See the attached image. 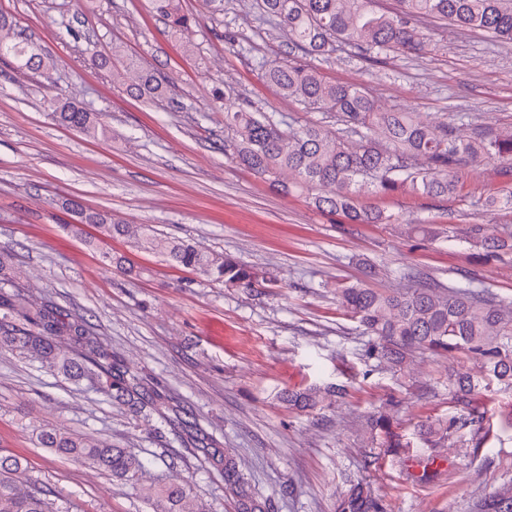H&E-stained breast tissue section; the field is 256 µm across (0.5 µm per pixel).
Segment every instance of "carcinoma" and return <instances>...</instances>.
<instances>
[{"label": "carcinoma", "instance_id": "obj_1", "mask_svg": "<svg viewBox=\"0 0 512 512\" xmlns=\"http://www.w3.org/2000/svg\"><path fill=\"white\" fill-rule=\"evenodd\" d=\"M163 17L169 32L181 35L194 19L184 13L180 0H149ZM398 8L384 11L378 0H256L257 8L275 18L288 36V53L278 60H262L263 80L279 94L307 108L327 112L337 128L314 123L280 128L274 112L224 107V150L256 175L312 200L322 211L344 216L352 224H388L393 215L367 209L359 199L366 193L387 197L410 194L451 197L461 170L471 158L480 157L498 166V173L512 179V125L484 131L470 139L462 128L474 124L469 112L427 123L415 112L379 109L363 88L323 81L315 68L298 63L301 52L321 58L345 45L357 49L369 61L392 52L425 54L430 38L418 28L425 18L442 20L461 30H482L493 38L512 43V0H396ZM0 57L16 68L39 76L53 72L56 61L44 55L30 38L20 34L11 40L0 36ZM100 67H112V81L150 101L166 97L167 83L139 61L126 57L118 47L112 57L94 59ZM54 119L84 135H106L97 115L73 102L50 101ZM486 211L512 212V188L487 195ZM464 242L477 258L489 260L512 252V233L494 236L484 224H469ZM138 246L150 249L185 268L204 271L227 288L252 291L274 280L240 264L227 255L203 250L188 240L160 238L143 224ZM11 253L0 248V349L31 353L42 367L73 380L90 379L100 390L138 414L158 409L160 395L146 389L140 379L112 374V356L91 336L84 319L66 313L51 300L36 302L11 275ZM336 301L371 336L376 356L394 366L417 352L464 354L481 361L485 382L466 372L449 374L448 393L463 417L448 424H424V439L436 444L448 429L479 422L471 400L479 389L495 383L512 389V302L474 290L470 283L448 287L428 283L414 288L381 291L362 285L336 284ZM281 400L300 412L313 411L320 403L316 388L285 389ZM370 443L386 448H407L391 419L374 417L369 425ZM41 447L70 460L112 474L142 492L153 512H207L190 501L189 493L174 474L149 488L139 486L144 467L132 448L104 445L63 427L41 428ZM21 461L0 455V512H50L47 490L35 482L21 481ZM335 512H384L366 486L357 482L336 501ZM476 512H512V484L489 492Z\"/></svg>", "mask_w": 512, "mask_h": 512}]
</instances>
